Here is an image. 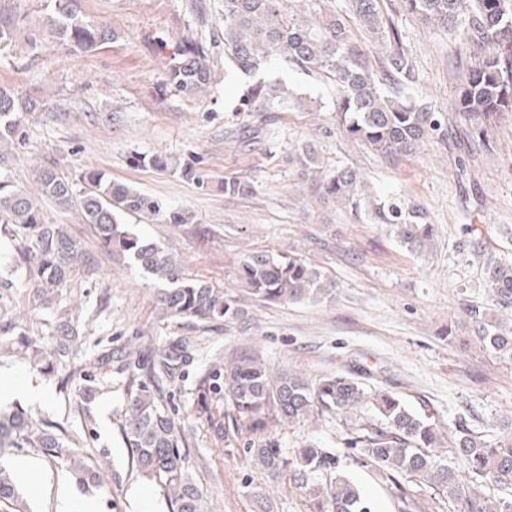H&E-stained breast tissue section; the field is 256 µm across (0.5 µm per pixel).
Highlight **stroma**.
Masks as SVG:
<instances>
[{
  "label": "stroma",
  "instance_id": "obj_1",
  "mask_svg": "<svg viewBox=\"0 0 512 512\" xmlns=\"http://www.w3.org/2000/svg\"><path fill=\"white\" fill-rule=\"evenodd\" d=\"M191 0H84L88 21L106 24L113 42L84 53L58 52L47 27L55 0H0V18L12 38L0 45V86L40 107L25 115V142L4 171L16 185L36 193L34 165L55 162L78 177L95 169L158 200L161 213L149 222L122 221L171 247L194 278L241 295L240 267L254 253L296 256L321 270L335 288L319 304H266L246 300L244 316L197 325L165 318L154 301L155 281L127 257L100 250L80 212L48 203L49 223L65 225L81 239L87 262L71 276L61 296L36 305L30 286L13 271L11 243L0 237V316L21 323L43 356L23 358L0 346V376L40 388L38 400L0 404L21 409L78 434L89 457L106 471L109 491L80 485L62 460L34 448L0 454V466L35 460L43 474L31 512H55L58 489L94 502L96 512H173L169 500L131 464L121 435L128 364L150 363L162 348L185 341L191 359L167 384L187 443L189 471L207 498L209 512H315L314 501L290 474L263 482L244 450L243 439L225 445L194 415L196 386L216 360L259 357L270 372H297L317 380L342 370L363 376L370 393L388 390L406 405L431 416L441 428L465 419L488 443L512 438V360L483 349L463 320L465 300L489 295L487 261L512 263V116L500 121L494 146L468 155L453 112L460 79L450 68L463 46L440 26L403 12L400 0H381L387 21L402 35L416 82L410 94L448 109V138L420 145L413 155L387 159L350 139L336 121L331 81L272 59L265 78L280 79L301 94L302 107L264 115L244 112L251 76L230 69L223 42L209 50L215 75L203 93L173 95L163 80L170 55L160 43L195 36ZM269 121L266 140L244 146L243 125ZM313 143L330 167L349 166L365 177L376 197L421 205L435 228L430 248L416 253L399 243L391 226L356 217L341 205L313 196L294 160L298 145ZM138 156H162L167 170L135 164ZM198 159V178L182 166ZM252 184L247 195L230 196L224 181ZM187 221L172 224L170 212ZM73 326L83 363L93 367V391L67 381L68 368L52 361L60 324ZM111 353L112 363L95 368ZM276 433L283 454L294 458L313 442L339 457L338 471L359 487L372 512H401L400 493L416 512H452L448 497L430 484L392 482L363 467L347 445L340 417L312 413L281 422ZM145 488L149 505L133 496Z\"/></svg>",
  "mask_w": 512,
  "mask_h": 512
}]
</instances>
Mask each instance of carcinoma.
I'll return each instance as SVG.
<instances>
[{
	"label": "carcinoma",
	"instance_id": "obj_1",
	"mask_svg": "<svg viewBox=\"0 0 512 512\" xmlns=\"http://www.w3.org/2000/svg\"><path fill=\"white\" fill-rule=\"evenodd\" d=\"M224 55L245 74H256L273 57L330 79L336 88L334 109L346 134L371 150L396 157L415 152L427 138L444 140L448 113L408 94L415 80L413 64L401 34L384 22L379 0H350L351 14L384 49L379 69L370 63L371 50L354 38L334 0H222ZM405 11L434 23L463 40L469 51L466 72L455 88V109L463 122L469 147L490 145L494 126L512 112V0H401ZM56 43L91 52L112 41V28L86 20L80 0H56L49 18ZM211 60L207 36L187 38L173 46L165 84L187 97L207 88ZM293 92L281 84L258 79L241 103L243 112H277L288 108ZM36 102L21 99L0 86V147L23 141L20 115L34 111ZM303 174L323 201L344 205L355 215L366 213L376 224H390L400 242L418 251L434 236L426 214L402 200L379 201L367 193L363 175L352 167L325 170L313 144L298 149ZM41 197L63 209L76 208L90 225L101 250L120 251L162 284L157 305L168 315L189 322L212 323L242 314L240 300L203 280L190 277L169 249L121 227L117 216L150 217L160 212L157 201L96 171L83 172L75 189L72 177L46 161L36 169ZM0 235L12 242L13 261L25 268L35 302L52 304L79 264L86 261L84 244L61 224H48L37 202L12 181L0 176ZM241 276L248 293L265 302L321 301L332 288L322 271L295 256L266 253L247 256ZM491 304H462L476 338L489 350L512 359V263L490 265ZM62 339L52 356L76 349L74 331L63 325ZM187 359V347L171 344L159 359L139 365L130 376L122 411L121 432L132 465L153 481L176 505V512H207L202 490L189 474L182 448L186 440L171 417L165 380ZM366 397L360 375L352 370L311 382L288 371L272 374L253 356L213 365L199 380L194 402L199 418L215 433L224 431L220 404L229 400L250 439L246 452L263 474L276 478L291 470L297 486L322 494L314 476L337 468V459L313 443L303 446L296 460L283 457L270 424L299 420L313 410L350 419ZM376 416L350 428L349 447L360 449V462L391 477L394 484L429 483L448 496L456 512H512V442L490 447L476 439L464 421L455 425L451 461L439 455L436 423L408 408L390 393L373 403ZM7 448H37L53 460L62 459L80 483L108 490L98 466L90 463L80 441L58 424L35 421L23 411L0 413V452ZM493 484L499 493L482 491ZM331 512H371L359 491L338 478L327 491ZM0 512H28L10 474L0 468Z\"/></svg>",
	"mask_w": 512,
	"mask_h": 512
}]
</instances>
